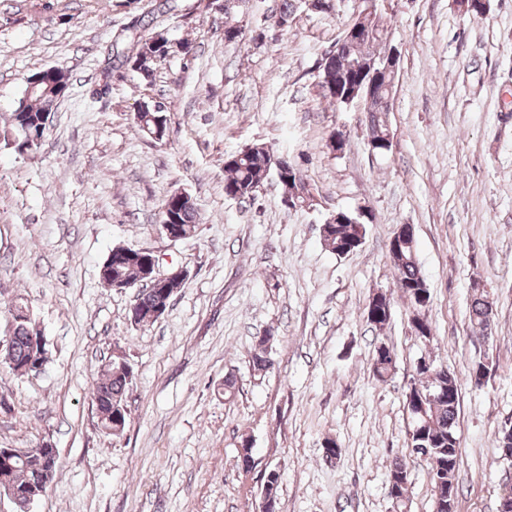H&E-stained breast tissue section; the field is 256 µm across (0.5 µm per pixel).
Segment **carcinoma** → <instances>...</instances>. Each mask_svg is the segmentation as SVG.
I'll return each instance as SVG.
<instances>
[{
  "mask_svg": "<svg viewBox=\"0 0 512 512\" xmlns=\"http://www.w3.org/2000/svg\"><path fill=\"white\" fill-rule=\"evenodd\" d=\"M145 33L133 37L132 52L124 56L125 62L132 69L140 73L143 79L148 80L153 75V66L164 59L170 51V41L162 32L150 31L151 21L141 20ZM387 27L380 18L372 21V29L357 41H347L337 53L327 55L319 65L318 75L329 71L340 85L339 97L347 98L362 80L363 69L375 58L382 55L381 45L387 39ZM67 78L61 70H56L45 77L36 93L22 101L13 113L14 126L21 125L25 120L34 123L39 115L50 109L51 104L59 94L66 91ZM162 112L153 111L148 105L136 114L139 128L150 135L154 132L156 121ZM273 153L263 144H255L236 154L224 158V192L233 198L250 200L260 186L268 180L270 174H276L283 189H289L288 178L277 173L272 161ZM173 214L176 224L185 237L192 236L197 227L199 209L194 198L177 203ZM346 223L328 224L324 227L323 237L326 245L334 252L339 250L347 254L358 247V242L365 234V225L355 224V216L345 212ZM110 277L104 279L107 285L116 281L134 283L141 272L142 261L147 255H138L132 248L113 247L109 254ZM397 285L402 288L404 296L411 306L421 307L419 297L428 294L426 282L422 277L418 262L416 245L412 244L403 250L399 256L392 257ZM140 299L144 316L139 321L141 325H150L155 318L149 312L159 306L165 305L160 290L147 288L140 292ZM491 307L486 292L473 293L469 307L470 330L474 336H490L493 331V322L489 321L487 314ZM41 332L32 323L31 318L15 321V329L11 338L13 347V361L15 371H24L30 360L38 356L40 347L38 338ZM270 337L262 336L257 341V351L252 357V369L258 375L265 374L271 363L267 358V344ZM397 355L389 347L382 345L376 350L373 359V371L378 380L384 382L395 369ZM430 370L436 372L428 387L451 388V393L445 398L428 404L422 408L416 399L405 396L407 409L411 418L410 445L413 448H427L425 456L428 464L429 477L435 495L448 500V486L458 488L456 470L458 466L459 439L457 437V417L459 406V391L456 377H448V369L431 365ZM133 381V372L130 366L123 362L114 361L108 364L102 378L96 383L93 391V400L101 417L102 425L109 422L121 421V430L115 435L122 434V429L128 424V414H119V408L126 401V394ZM35 456L13 463L8 470V482L22 489L37 486L42 482L39 457L40 449H33Z\"/></svg>",
  "mask_w": 512,
  "mask_h": 512,
  "instance_id": "obj_1",
  "label": "carcinoma"
}]
</instances>
